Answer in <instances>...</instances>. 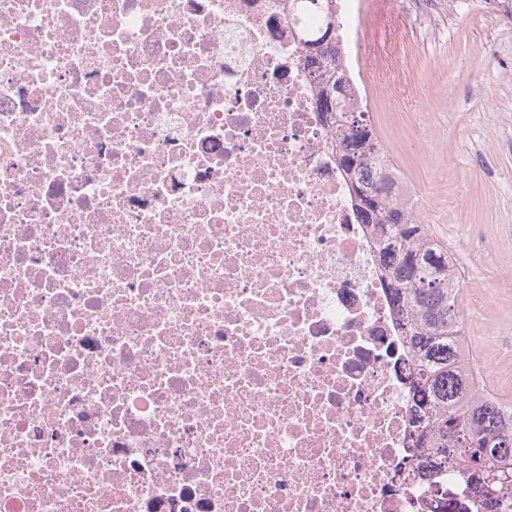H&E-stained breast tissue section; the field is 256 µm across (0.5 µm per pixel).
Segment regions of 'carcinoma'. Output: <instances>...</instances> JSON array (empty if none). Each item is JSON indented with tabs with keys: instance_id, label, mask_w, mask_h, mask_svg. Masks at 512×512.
Here are the masks:
<instances>
[{
	"instance_id": "carcinoma-1",
	"label": "carcinoma",
	"mask_w": 512,
	"mask_h": 512,
	"mask_svg": "<svg viewBox=\"0 0 512 512\" xmlns=\"http://www.w3.org/2000/svg\"><path fill=\"white\" fill-rule=\"evenodd\" d=\"M331 21L333 0H293ZM319 108L329 113L338 160L354 176V207L373 228L380 261L412 351V384L420 415L414 447L429 464L461 467L478 512H498L512 497V481L489 496L479 491L491 468L512 469V400L485 398L476 386L468 348L456 321L461 282L448 249L418 223L401 197L400 174L388 159L367 105L355 102L350 72L332 60L311 73Z\"/></svg>"
}]
</instances>
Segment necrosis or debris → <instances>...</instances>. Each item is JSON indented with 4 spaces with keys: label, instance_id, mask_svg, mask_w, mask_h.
<instances>
[{
    "label": "necrosis or debris",
    "instance_id": "necrosis-or-debris-1",
    "mask_svg": "<svg viewBox=\"0 0 512 512\" xmlns=\"http://www.w3.org/2000/svg\"><path fill=\"white\" fill-rule=\"evenodd\" d=\"M357 87L361 0H336ZM288 0H0V512H470Z\"/></svg>",
    "mask_w": 512,
    "mask_h": 512
}]
</instances>
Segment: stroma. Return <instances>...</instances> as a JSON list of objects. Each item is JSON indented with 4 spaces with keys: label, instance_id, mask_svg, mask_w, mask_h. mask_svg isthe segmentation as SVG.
<instances>
[{
    "label": "stroma",
    "instance_id": "1",
    "mask_svg": "<svg viewBox=\"0 0 512 512\" xmlns=\"http://www.w3.org/2000/svg\"><path fill=\"white\" fill-rule=\"evenodd\" d=\"M445 23V38L426 40L399 0H366L368 110L412 195L431 199L418 221L451 253L512 266V17L461 11ZM462 329L479 369L495 365L512 397V290Z\"/></svg>",
    "mask_w": 512,
    "mask_h": 512
}]
</instances>
